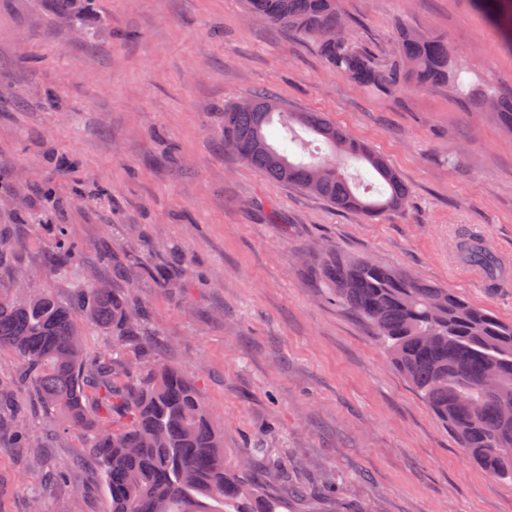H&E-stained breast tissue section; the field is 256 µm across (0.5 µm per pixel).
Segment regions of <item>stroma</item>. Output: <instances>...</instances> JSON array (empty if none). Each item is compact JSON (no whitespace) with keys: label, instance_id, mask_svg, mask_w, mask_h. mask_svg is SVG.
Here are the masks:
<instances>
[{"label":"stroma","instance_id":"35a3bbf8","mask_svg":"<svg viewBox=\"0 0 512 512\" xmlns=\"http://www.w3.org/2000/svg\"><path fill=\"white\" fill-rule=\"evenodd\" d=\"M349 37L378 61L398 25L444 38L479 91L512 94V54L471 0H336ZM94 42L54 24L48 0H0V297L67 302L57 230L79 273L128 293L137 341L194 377L224 431L288 465V512H512L494 481L392 365L371 329L337 305L311 266L368 257L512 322V130L446 86L380 92L331 69L244 0H96ZM266 91L321 112L368 144L409 190L367 221L267 179L224 149V110ZM475 236L507 269L465 262ZM0 350V512H109L76 431L58 429ZM66 472L79 496L31 470ZM54 248L60 256V263L56 269L58 274L64 277H69L70 268L79 256L78 246L60 233V236H58L55 241Z\"/></svg>","mask_w":512,"mask_h":512}]
</instances>
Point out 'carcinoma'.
Masks as SVG:
<instances>
[{"mask_svg": "<svg viewBox=\"0 0 512 512\" xmlns=\"http://www.w3.org/2000/svg\"><path fill=\"white\" fill-rule=\"evenodd\" d=\"M512 52V0H472ZM56 17L93 38L85 27L91 0H53ZM252 17L285 27L313 42L325 62L352 80L384 91L406 84L463 86L448 43L403 26L398 51L386 65L345 35L336 0H247ZM496 101V117L512 130V98ZM286 130L281 145L267 128ZM299 126L330 148L323 156L295 157ZM224 144L266 176L318 196L336 208L367 219L398 211L408 190L388 162L318 112L288 109L259 93L248 105L224 110ZM362 162L379 179L376 196L360 193L337 158ZM58 274L67 277L79 248L58 236ZM462 257L489 271L495 259L479 239L459 245ZM316 273L337 304L374 330L382 349L419 397L456 436L464 454L491 477L512 484V322L474 306L434 283L418 280L361 257L326 254ZM64 304L49 294L24 300L0 298V348L20 360L18 381L33 388L49 414L86 436L110 498V512H281L288 505L270 493L288 479L285 464L258 458L249 448L231 466L224 459V433L185 371L158 364L136 379L122 363L129 334L144 311L124 294L89 280L72 282ZM82 313V319L74 311ZM112 330L118 345L112 359L89 368L84 330ZM498 374L495 390L484 387Z\"/></svg>", "mask_w": 512, "mask_h": 512, "instance_id": "1", "label": "carcinoma"}]
</instances>
